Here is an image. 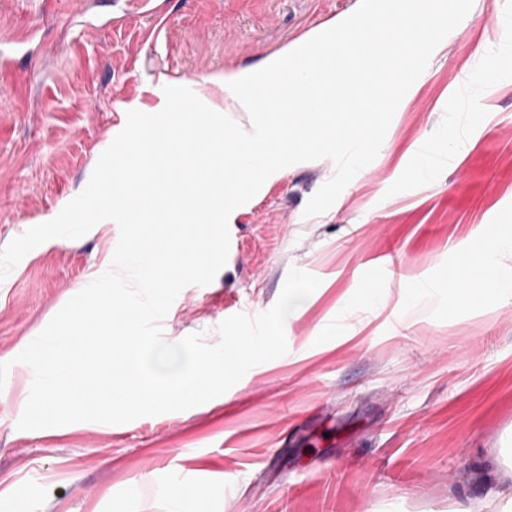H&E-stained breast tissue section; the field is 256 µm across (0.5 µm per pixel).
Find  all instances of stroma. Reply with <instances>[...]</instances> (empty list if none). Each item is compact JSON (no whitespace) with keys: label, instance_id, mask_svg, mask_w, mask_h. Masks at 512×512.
<instances>
[{"label":"stroma","instance_id":"35a3bbf8","mask_svg":"<svg viewBox=\"0 0 512 512\" xmlns=\"http://www.w3.org/2000/svg\"><path fill=\"white\" fill-rule=\"evenodd\" d=\"M355 0H151L158 39L133 0H0V249L88 184L123 108L146 87L252 69ZM449 55L433 58L376 158L323 214L305 217L332 161L295 164L237 208L225 266L186 286L168 340H219L228 317L277 301L290 268L320 285L284 326L285 355L194 408L120 425L21 430L33 372L18 355L114 253L117 224L54 238L0 281V498L30 512H166L176 482L208 487L187 512H452L478 452L512 448V303L461 308L442 289L512 209V72L468 92L485 28L512 0H476ZM479 111L464 152L413 178L422 145ZM382 284L353 334L344 306ZM431 286L409 303L408 286ZM139 485L140 497L129 494Z\"/></svg>","mask_w":512,"mask_h":512}]
</instances>
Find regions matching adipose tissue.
<instances>
[{
	"instance_id": "adipose-tissue-1",
	"label": "adipose tissue",
	"mask_w": 512,
	"mask_h": 512,
	"mask_svg": "<svg viewBox=\"0 0 512 512\" xmlns=\"http://www.w3.org/2000/svg\"><path fill=\"white\" fill-rule=\"evenodd\" d=\"M449 296L461 307L498 305L512 299V210L503 211L488 233V243L450 276ZM472 477L496 512H512V452L480 459Z\"/></svg>"
}]
</instances>
